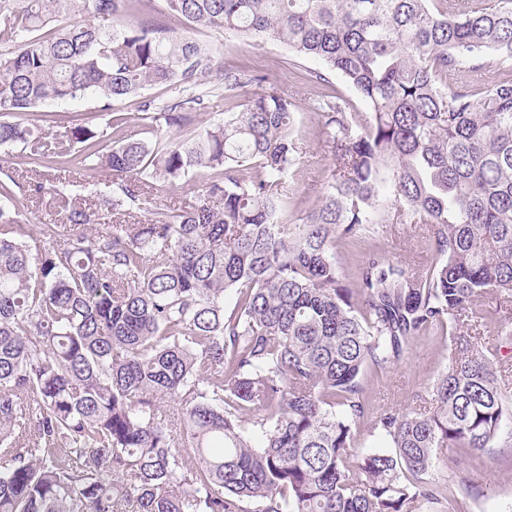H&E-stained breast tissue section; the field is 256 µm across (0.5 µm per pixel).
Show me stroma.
<instances>
[{"mask_svg": "<svg viewBox=\"0 0 512 512\" xmlns=\"http://www.w3.org/2000/svg\"><path fill=\"white\" fill-rule=\"evenodd\" d=\"M194 38L206 44L213 56L209 70L203 74L202 91L215 99L224 96V67L232 63H245L259 69L264 82L242 89L240 99L254 93H275L287 88L292 75L318 68L314 59H293L287 46L268 37H258L245 42L228 33L207 28L195 30ZM315 90H308L306 101L297 109V126L315 151L304 160V177L293 186L291 202L284 219L291 224L300 223L305 213L316 203L318 195L331 177L335 162L328 153L317 150L321 119L307 106L315 98ZM98 99L48 104L30 112L17 114L22 125L36 131L55 132L74 124L96 126L102 124ZM425 226H418L414 236L404 234L402 225L386 224L375 238L353 237L339 242L337 251L346 274H354L356 267L366 259L370 250L376 249L397 259L408 270H415L425 258ZM450 347L447 339L425 336L412 346L404 359L380 378L370 376L362 380L365 396L372 407H418V395L427 394L434 379L448 367ZM441 463L434 470L437 481H445L449 472L472 473L485 485L483 495L469 504V512H507L512 506V435L502 434L495 453L476 455L464 448H446L440 452Z\"/></svg>", "mask_w": 512, "mask_h": 512, "instance_id": "1", "label": "stroma"}]
</instances>
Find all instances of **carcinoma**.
<instances>
[{
    "label": "carcinoma",
    "mask_w": 512,
    "mask_h": 512,
    "mask_svg": "<svg viewBox=\"0 0 512 512\" xmlns=\"http://www.w3.org/2000/svg\"><path fill=\"white\" fill-rule=\"evenodd\" d=\"M0 0V512H467L471 475L431 476L438 450H494L503 431L501 350H512V0ZM268 36L322 64L288 92L224 68V117L164 145L123 135L111 102L149 86L148 129L209 108L197 28ZM332 179L300 224L281 218L310 144L307 87ZM94 96L105 127L36 133L4 120ZM79 160L112 180L50 173ZM213 172L179 210L158 186ZM49 194L62 221L31 247L20 195ZM143 223L88 226L101 209ZM379 224L428 227L410 272L373 251L352 279L336 243ZM234 303L226 304V297ZM489 296L491 304L479 299ZM467 322L495 333L488 343ZM447 336L451 361L427 411L381 412L391 450L358 440L361 378L415 340Z\"/></svg>",
    "instance_id": "obj_1"
}]
</instances>
